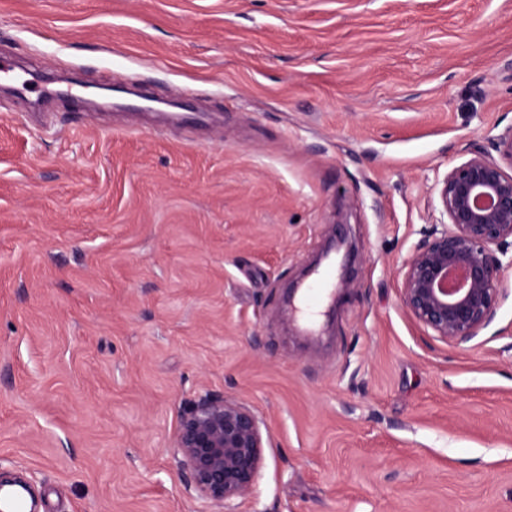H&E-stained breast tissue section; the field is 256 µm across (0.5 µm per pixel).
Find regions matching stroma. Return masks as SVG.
Masks as SVG:
<instances>
[{"mask_svg": "<svg viewBox=\"0 0 512 512\" xmlns=\"http://www.w3.org/2000/svg\"><path fill=\"white\" fill-rule=\"evenodd\" d=\"M0 478L43 512L190 497L181 412L263 423L235 512H512V265L452 343L401 301L437 184L512 127V0H0ZM223 126L141 130L105 79ZM355 246L320 335L286 289Z\"/></svg>", "mask_w": 512, "mask_h": 512, "instance_id": "35a3bbf8", "label": "stroma"}]
</instances>
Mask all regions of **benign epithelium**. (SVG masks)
<instances>
[{"mask_svg":"<svg viewBox=\"0 0 512 512\" xmlns=\"http://www.w3.org/2000/svg\"><path fill=\"white\" fill-rule=\"evenodd\" d=\"M499 159L480 150L452 168L438 191L441 215L404 265L401 300L447 342H463L493 316L499 254L512 239V127L498 136ZM186 491L231 506L246 498L263 462L262 421L247 406L205 393L184 409L175 437Z\"/></svg>","mask_w":512,"mask_h":512,"instance_id":"7a95c632","label":"benign epithelium"}]
</instances>
